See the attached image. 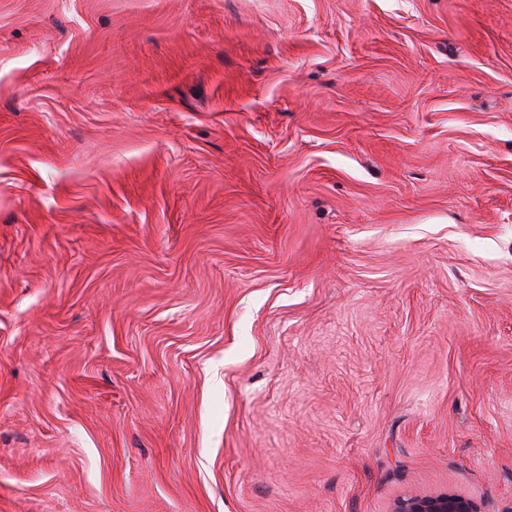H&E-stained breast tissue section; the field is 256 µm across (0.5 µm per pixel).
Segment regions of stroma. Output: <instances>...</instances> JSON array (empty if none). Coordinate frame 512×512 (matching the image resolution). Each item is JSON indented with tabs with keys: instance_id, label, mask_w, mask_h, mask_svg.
Instances as JSON below:
<instances>
[{
	"instance_id": "35a3bbf8",
	"label": "stroma",
	"mask_w": 512,
	"mask_h": 512,
	"mask_svg": "<svg viewBox=\"0 0 512 512\" xmlns=\"http://www.w3.org/2000/svg\"><path fill=\"white\" fill-rule=\"evenodd\" d=\"M512 512V0H0V512ZM392 512H478L474 503L459 494L415 495L398 499Z\"/></svg>"
}]
</instances>
